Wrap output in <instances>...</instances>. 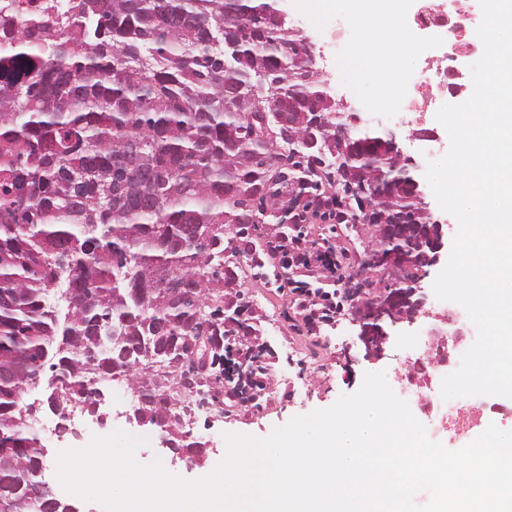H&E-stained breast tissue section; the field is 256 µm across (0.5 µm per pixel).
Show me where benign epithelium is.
Returning <instances> with one entry per match:
<instances>
[{
    "mask_svg": "<svg viewBox=\"0 0 512 512\" xmlns=\"http://www.w3.org/2000/svg\"><path fill=\"white\" fill-rule=\"evenodd\" d=\"M410 190L426 223L381 224L375 227L372 238L371 272L378 278L376 282H386L390 287L376 289V282L370 279L348 284L346 297L353 303L358 340L364 359L370 363L387 358L391 328L400 323L412 325L426 315V297L421 292L420 280L439 263L444 248V224L430 212L420 182L412 180ZM406 237L411 238L416 250L425 252V262L416 264L411 256L393 249Z\"/></svg>",
    "mask_w": 512,
    "mask_h": 512,
    "instance_id": "7a95c632",
    "label": "benign epithelium"
}]
</instances>
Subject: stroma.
<instances>
[{"label": "stroma", "instance_id": "1", "mask_svg": "<svg viewBox=\"0 0 512 512\" xmlns=\"http://www.w3.org/2000/svg\"><path fill=\"white\" fill-rule=\"evenodd\" d=\"M279 8L287 12L296 31L314 46L322 78L334 99L346 100L359 112L362 127L383 124L393 130L403 151L412 156L419 170H426L428 158L425 143L415 137V130L435 129L436 118L413 119L402 122L395 116L389 102H377V95L388 94L386 75L379 69L363 70L358 60L348 67L336 65L335 49L326 47L325 36L320 33L323 16L346 17L348 10L343 0H327L323 8L310 7L306 0H279ZM279 227L273 220L257 225L247 235L230 232L227 235L239 251L236 281L224 291V327L234 336L249 334L254 340L266 375L259 398L247 405L224 407L220 414H200L194 423L181 429L183 443H200L205 450L202 459L179 456L163 444L168 434L155 426L129 423L126 414L134 402L133 397L113 396L110 384H103L105 399L99 407L105 416L104 425L86 423L85 429L98 436L122 430L145 438V445L136 451L139 463L148 464L161 459L172 474L185 479H198L210 474L226 455L225 434L236 433L255 437L268 436L274 428L286 424L291 418L315 409L332 406L344 394L356 392L365 373L395 368L397 360L405 359L408 348L426 336L434 325L430 314L436 311L433 292L438 268H431L429 276L421 281L426 296V316L413 325H398L392 332L389 359L373 364L363 358L357 339L358 328L352 322V305L344 303L337 308L334 323L314 331L306 327L302 316L291 306L290 287L281 285L274 265L266 263L263 251L270 236ZM309 239H331L336 252L353 269H360L369 246V235L362 224L307 225ZM247 319L250 328L242 330L238 322ZM42 386L29 387L23 395L25 403H38L36 416L43 428L39 438L50 455L59 451L82 447V439L72 434L57 435L58 418L51 413Z\"/></svg>", "mask_w": 512, "mask_h": 512}]
</instances>
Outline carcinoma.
Wrapping results in <instances>:
<instances>
[{"label": "carcinoma", "mask_w": 512, "mask_h": 512, "mask_svg": "<svg viewBox=\"0 0 512 512\" xmlns=\"http://www.w3.org/2000/svg\"><path fill=\"white\" fill-rule=\"evenodd\" d=\"M10 11L25 17L16 31L0 15V512H73L27 496L44 465L27 385L50 371L61 418L120 378L136 414L177 426L186 337L224 347V232L320 179L367 186L353 216L369 232L417 204L380 135L336 141L348 115L266 0Z\"/></svg>", "instance_id": "cac0c4a2"}]
</instances>
